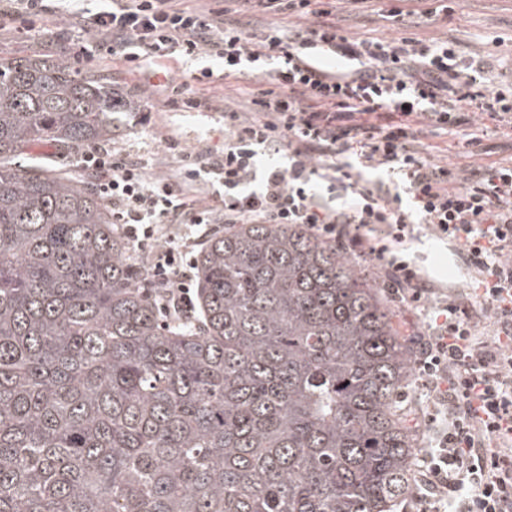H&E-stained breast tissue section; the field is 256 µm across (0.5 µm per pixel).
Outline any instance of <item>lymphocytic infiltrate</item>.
I'll list each match as a JSON object with an SVG mask.
<instances>
[{"label":"lymphocytic infiltrate","instance_id":"1","mask_svg":"<svg viewBox=\"0 0 512 512\" xmlns=\"http://www.w3.org/2000/svg\"><path fill=\"white\" fill-rule=\"evenodd\" d=\"M336 2L106 0L75 12L84 35L76 63L107 55L138 73L208 55L223 60V72L165 79V107L200 110L196 84L219 79L252 104L225 113L224 150L211 161L169 140L179 181L149 176L147 158L116 146L84 148L80 162L99 174V194L134 251L155 252L140 286L176 326L196 316L194 250L210 225L305 224L372 256L391 295L424 320L418 382L441 423L417 462L418 512H512V165H454L421 141L431 127L455 132L466 105L512 130V79L490 81L488 61L447 38L407 36L447 14L444 2L422 14L388 10L403 34L382 39L345 30ZM50 12L45 0H0V25L31 29ZM259 16L267 24L254 25ZM314 40L361 69L311 63L305 47ZM266 151L283 152L284 163L260 167ZM205 174L223 186V207L190 197ZM379 224L385 241L376 246ZM418 224L458 247L475 274L471 294L435 293L404 259ZM483 321L492 340L477 336Z\"/></svg>","mask_w":512,"mask_h":512}]
</instances>
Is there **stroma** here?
Returning a JSON list of instances; mask_svg holds the SVG:
<instances>
[{
  "instance_id": "1",
  "label": "stroma",
  "mask_w": 512,
  "mask_h": 512,
  "mask_svg": "<svg viewBox=\"0 0 512 512\" xmlns=\"http://www.w3.org/2000/svg\"><path fill=\"white\" fill-rule=\"evenodd\" d=\"M454 9L447 36L464 50L489 56L494 80L512 74V0H448ZM62 21L58 15L47 16L41 25L26 34L11 28L0 30V54L28 56L46 49L64 50L59 37ZM211 108L199 112H168L162 106V91L154 89L152 96L138 101L134 110L116 113L113 142L120 147L146 154L150 172L178 179V159L165 149L169 138H176L181 147L191 152L219 150L224 146V112L231 109L249 111V103L233 89L209 84L200 88ZM479 126L484 134L478 143H470L473 126L459 128L456 135L428 129L423 137L426 144L445 148L447 160L456 164L475 162L498 164L512 161V138L496 133L489 117H481ZM414 257L438 286L460 282L462 270L458 257L447 246L432 237L424 227H416Z\"/></svg>"
}]
</instances>
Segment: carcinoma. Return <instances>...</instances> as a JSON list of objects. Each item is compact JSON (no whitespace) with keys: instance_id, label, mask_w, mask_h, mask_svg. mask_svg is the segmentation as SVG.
<instances>
[{"instance_id":"obj_1","label":"carcinoma","mask_w":512,"mask_h":512,"mask_svg":"<svg viewBox=\"0 0 512 512\" xmlns=\"http://www.w3.org/2000/svg\"><path fill=\"white\" fill-rule=\"evenodd\" d=\"M111 140L99 78L0 57V512H391L414 348L379 283L306 224H233L167 325L91 178L24 161Z\"/></svg>"}]
</instances>
